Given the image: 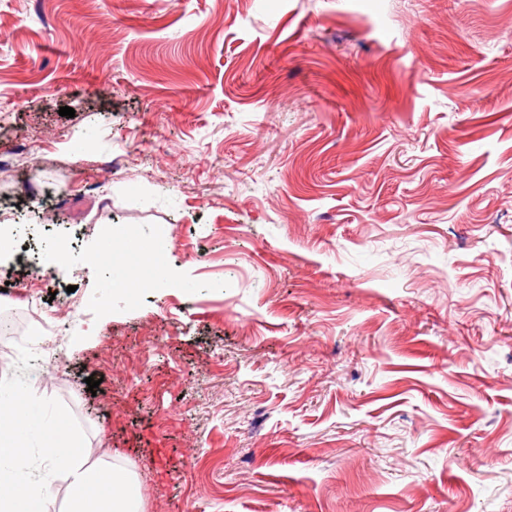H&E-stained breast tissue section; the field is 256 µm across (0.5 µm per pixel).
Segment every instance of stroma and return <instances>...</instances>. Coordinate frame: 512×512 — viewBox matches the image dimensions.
<instances>
[{"label":"stroma","mask_w":512,"mask_h":512,"mask_svg":"<svg viewBox=\"0 0 512 512\" xmlns=\"http://www.w3.org/2000/svg\"><path fill=\"white\" fill-rule=\"evenodd\" d=\"M2 224L142 512H512V0H0Z\"/></svg>","instance_id":"1"}]
</instances>
